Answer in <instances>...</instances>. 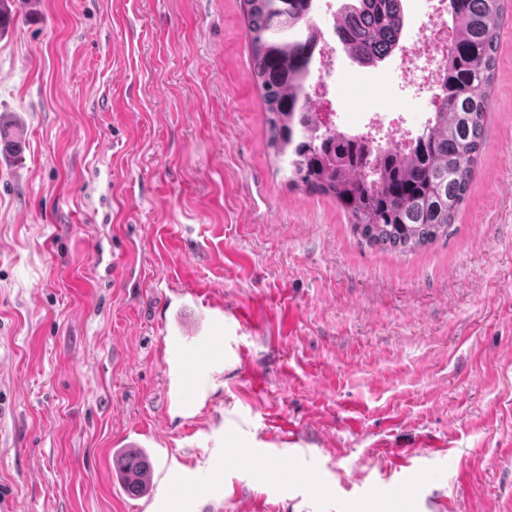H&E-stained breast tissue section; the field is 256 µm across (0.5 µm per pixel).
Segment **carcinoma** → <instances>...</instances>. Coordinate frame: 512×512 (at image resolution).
Wrapping results in <instances>:
<instances>
[{
	"label": "carcinoma",
	"mask_w": 512,
	"mask_h": 512,
	"mask_svg": "<svg viewBox=\"0 0 512 512\" xmlns=\"http://www.w3.org/2000/svg\"><path fill=\"white\" fill-rule=\"evenodd\" d=\"M314 2L288 0L286 10L280 0L242 5L266 145L288 158V186L332 198L370 247L403 254L448 236L486 146L505 0H448L455 38L440 66V104L406 149H370L311 112L304 81L317 43ZM400 2L344 0L334 32L350 60L375 67L398 49L406 23Z\"/></svg>",
	"instance_id": "obj_1"
}]
</instances>
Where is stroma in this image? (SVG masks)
Here are the masks:
<instances>
[{"mask_svg":"<svg viewBox=\"0 0 512 512\" xmlns=\"http://www.w3.org/2000/svg\"><path fill=\"white\" fill-rule=\"evenodd\" d=\"M10 8L0 137L22 150L0 153V512H139L112 474L128 436L201 484L242 449L224 491L178 512H505L512 7L469 194L448 240L405 254L361 245L330 197L289 188L240 0ZM347 69L343 109L394 108L392 60L364 80ZM177 291L184 321L224 314L211 369L168 341ZM179 364L200 386L180 402ZM404 480L412 504L380 496Z\"/></svg>","mask_w":512,"mask_h":512,"instance_id":"obj_1","label":"stroma"}]
</instances>
